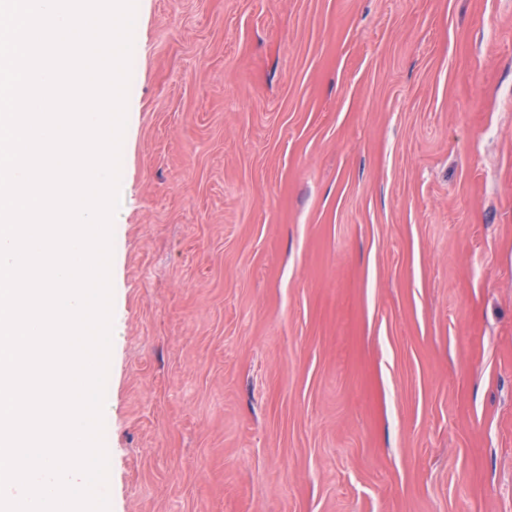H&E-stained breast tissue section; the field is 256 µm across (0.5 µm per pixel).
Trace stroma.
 Here are the masks:
<instances>
[{
	"instance_id": "35a3bbf8",
	"label": "stroma",
	"mask_w": 512,
	"mask_h": 512,
	"mask_svg": "<svg viewBox=\"0 0 512 512\" xmlns=\"http://www.w3.org/2000/svg\"><path fill=\"white\" fill-rule=\"evenodd\" d=\"M110 512H512V0H137Z\"/></svg>"
}]
</instances>
